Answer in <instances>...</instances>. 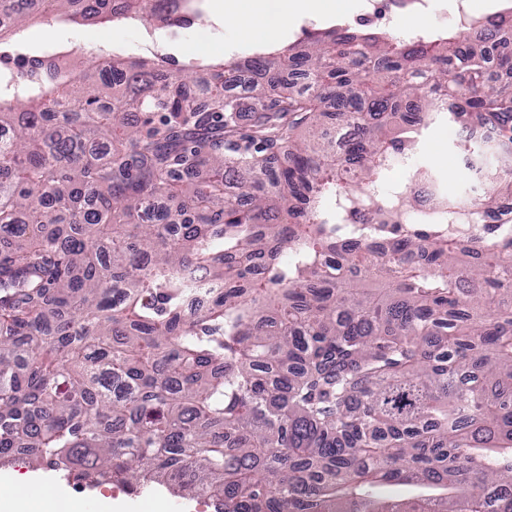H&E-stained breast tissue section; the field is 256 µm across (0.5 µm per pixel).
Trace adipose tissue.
Wrapping results in <instances>:
<instances>
[{
  "label": "adipose tissue",
  "mask_w": 512,
  "mask_h": 512,
  "mask_svg": "<svg viewBox=\"0 0 512 512\" xmlns=\"http://www.w3.org/2000/svg\"><path fill=\"white\" fill-rule=\"evenodd\" d=\"M348 0H218L216 9L232 21L242 39L276 45L288 24L299 16L340 18ZM56 498L32 499L21 481L0 482V512H54Z\"/></svg>",
  "instance_id": "obj_1"
}]
</instances>
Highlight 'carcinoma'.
Here are the masks:
<instances>
[{
  "instance_id": "carcinoma-1",
  "label": "carcinoma",
  "mask_w": 512,
  "mask_h": 512,
  "mask_svg": "<svg viewBox=\"0 0 512 512\" xmlns=\"http://www.w3.org/2000/svg\"><path fill=\"white\" fill-rule=\"evenodd\" d=\"M48 13L171 19L0 0V33ZM74 54L0 73V461L224 512H512V238L456 228L512 196V32L335 28L190 78ZM443 115L493 131L490 189L398 240L418 197L386 188L393 156ZM422 492H424V489L404 484L380 485L374 489L375 496L385 500H412Z\"/></svg>"
}]
</instances>
